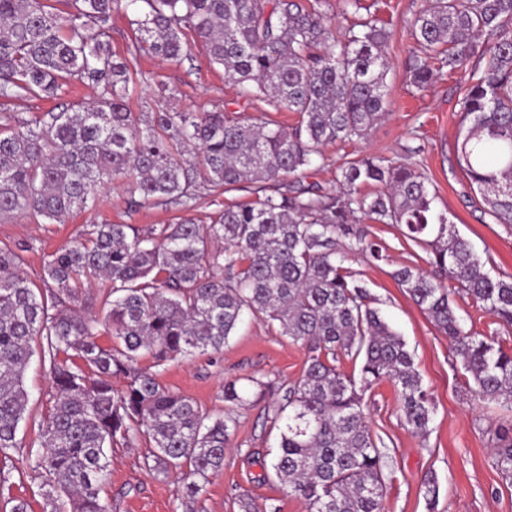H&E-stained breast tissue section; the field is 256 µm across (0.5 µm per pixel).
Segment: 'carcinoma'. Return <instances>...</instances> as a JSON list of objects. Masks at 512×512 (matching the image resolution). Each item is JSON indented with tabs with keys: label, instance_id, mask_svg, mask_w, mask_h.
Here are the masks:
<instances>
[{
	"label": "carcinoma",
	"instance_id": "obj_1",
	"mask_svg": "<svg viewBox=\"0 0 512 512\" xmlns=\"http://www.w3.org/2000/svg\"><path fill=\"white\" fill-rule=\"evenodd\" d=\"M117 13L132 15L136 50L163 59L189 55L185 31L193 32L242 94L296 113V125L264 113L131 111L134 64L111 50ZM410 32L406 75L418 90L445 69L485 60L461 101L456 159L497 223L511 227L512 0H426ZM388 37L369 18L338 31L303 0H0L1 100L54 98L73 78L98 91L91 103L25 120L0 112L1 221L30 214L58 223L107 180L136 206H185L200 187L264 183L262 197L224 208L213 224L185 220L143 234L96 224L47 257L40 287L22 269L32 245L0 247V456L18 454L11 468L40 480L41 512H108L100 491L109 454L141 438L152 444L145 468L180 471L182 495L195 499L224 468L238 409L278 391L266 409L279 430L270 468L283 491L308 512H383L386 453L364 396L391 382L404 424L420 437L433 410L404 338L349 271L356 256L384 259L360 227L365 219L393 224L429 251L451 286L409 266L395 280L448 337L478 395L512 407V350L466 331L452 299L511 329L512 276L485 270L415 164L345 162L334 192L283 182L305 174L323 146L362 139L386 115ZM94 280L95 314L84 310ZM246 313L305 348L297 379L227 380L217 416L159 381L178 357L222 351ZM35 341L52 380L36 450L17 440ZM145 355L152 363L142 368ZM344 358L360 363L359 374L338 367ZM493 458L511 480L512 419L496 429Z\"/></svg>",
	"mask_w": 512,
	"mask_h": 512
}]
</instances>
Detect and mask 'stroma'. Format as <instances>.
<instances>
[{
    "mask_svg": "<svg viewBox=\"0 0 512 512\" xmlns=\"http://www.w3.org/2000/svg\"><path fill=\"white\" fill-rule=\"evenodd\" d=\"M362 2L390 33L384 48L389 64V112L364 139L325 146L321 158L307 172V183L326 191L335 190L337 165L364 156L416 163L436 191L437 209L446 212L456 231L487 260L491 275H512V230L497 224L485 210L456 162L461 101L474 65L445 72L425 91H415L405 79L414 49L409 22L422 8L423 0ZM136 45L137 33L128 16L113 15L112 50L135 59L137 75L128 95L132 111L226 110L249 115L267 111L286 128L297 120L295 113L273 112L265 100L242 96L237 86L225 80L223 67L211 63L201 46H193L190 56L174 62L136 53ZM95 96L94 90L74 81L56 99L14 100L4 109L27 119L35 112L91 102ZM257 190L254 184L226 192L203 188L190 207L154 202L134 209L126 192L109 183L100 189L94 203L74 211L63 223L51 224L31 215L0 223V244L33 243V250L24 255V269L36 282L47 255L89 232L93 225L129 224L144 232L155 224L184 219L208 224L224 207L255 201ZM362 226L369 238L383 246L386 258L371 261L359 257L350 262L349 268L354 278L366 286L381 315L405 339L433 406L430 432L422 438L401 422L398 393L391 383H381L365 395L371 432L392 456L383 512H512V483L502 479L492 464L493 432L504 408L485 403L469 388L447 337L392 276L395 269L405 265L429 271L427 251L405 240L394 225L366 220ZM455 306L466 331L498 339L512 348V330L500 328L483 308L460 299ZM306 359L304 348L292 344L264 322L248 317L222 352L170 362L160 381L207 411L220 413L224 410L225 380L254 376L287 382L301 375ZM25 386L30 401L19 436L31 446L38 442L39 423L50 393L47 366L33 361L25 375ZM277 434V429L265 420L263 404L241 409L223 470L212 476L191 502L178 492L177 471L157 475L144 468L149 442L113 449L100 497L110 512H244L243 502L247 499L259 505L274 500L279 512H307L303 500L286 495L275 477L264 474L263 462ZM430 479L438 486L433 499L425 488Z\"/></svg>",
    "mask_w": 512,
    "mask_h": 512,
    "instance_id": "35a3bbf8",
    "label": "stroma"
}]
</instances>
